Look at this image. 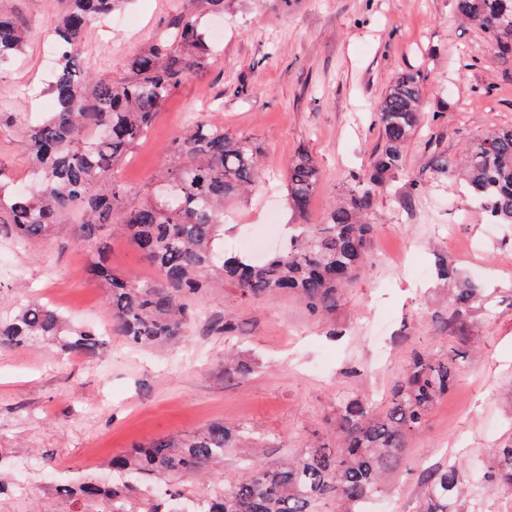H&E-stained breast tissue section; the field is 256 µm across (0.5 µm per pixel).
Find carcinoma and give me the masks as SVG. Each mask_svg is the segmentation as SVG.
Returning a JSON list of instances; mask_svg holds the SVG:
<instances>
[{"label":"carcinoma","mask_w":512,"mask_h":512,"mask_svg":"<svg viewBox=\"0 0 512 512\" xmlns=\"http://www.w3.org/2000/svg\"><path fill=\"white\" fill-rule=\"evenodd\" d=\"M52 26L59 66L48 87L54 108L26 129L30 174L35 183L0 194V224L19 241L41 237L82 215L78 238L90 243L105 226L118 223L128 242L155 267L157 279L118 274L97 260L90 266L110 285L112 332L148 347L182 335L195 311L189 296L218 279L244 297L292 293L317 313L336 307L342 287L370 258L368 242L376 191L403 168L404 150L420 120L418 77H397L377 104L383 147L368 176L348 197L334 203L320 224L305 221L317 190L319 169L306 152L288 161L286 201L296 223L288 243L261 262L224 253V200L245 193L261 178L260 146L224 127L193 120L168 145L162 171L141 197L112 177V168L149 131L157 111L190 75L202 73L214 46L199 29L193 5L166 22L167 40L127 64L119 80L96 78L76 69L85 31L125 0H60ZM457 13L483 31L492 49L512 59V0H455ZM27 30L0 13V71L13 64ZM464 168L472 197L492 224H512V128L489 133L459 157L438 154L432 170L444 175ZM479 281L449 297L458 310L478 302ZM60 343L82 355L99 351L101 334L71 327L37 301L24 304L0 322V348L33 341ZM456 359L414 353L404 379L388 404L376 409L366 399L345 403L336 417V447L317 446L269 466L259 459L230 482L201 496L183 479L224 462L248 428L213 422L184 435L157 437L112 457V484L90 475L62 489L65 512H322L328 499L338 512H361L360 505L381 491L384 479L407 466L405 448L426 422L434 404L451 391ZM490 482L512 490V444L498 449ZM471 477L460 463L426 474L419 512H482L468 495Z\"/></svg>","instance_id":"1"}]
</instances>
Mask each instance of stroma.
Wrapping results in <instances>:
<instances>
[{
  "mask_svg": "<svg viewBox=\"0 0 512 512\" xmlns=\"http://www.w3.org/2000/svg\"><path fill=\"white\" fill-rule=\"evenodd\" d=\"M181 0H131L128 25L89 28L80 66L121 79L129 59L162 37ZM56 0H0V12L24 24L29 39L0 72V189L25 183V128L45 115L48 21ZM201 30L224 24V40L200 74L176 88L147 138L115 175L145 193L185 113L203 117L262 149V176L224 206V243L265 237L263 214L281 222L287 163L310 154L320 171L308 220L367 177L383 145L376 118L393 80L414 72L422 89L420 126L404 165L373 201L371 259L341 292L336 308L312 312L289 294L240 298L230 286L193 299L205 319L184 336L141 349L109 334L93 357L32 343L0 348V476L9 485L0 512H65L62 484L106 474L127 448L222 421L273 437L264 463L296 455L312 442L336 443L334 419L347 400L387 399L414 351L456 356L454 387L432 409L406 450L414 471L396 473L383 491L393 512H417L419 473L444 461L486 472L497 448L512 443V227L483 219L462 176L431 169L435 154L456 156L476 139L512 127V61L457 15L454 0H224L216 12L199 0ZM77 218L20 245L0 224V319L36 301L73 322L108 331L104 283L88 273L94 255L113 271L143 279L154 272L112 225L95 242L78 240ZM450 260L459 280L486 287L482 301L453 312L436 276ZM251 363L245 378L224 372V356ZM39 465L34 486L13 488L20 462Z\"/></svg>",
  "mask_w": 512,
  "mask_h": 512,
  "instance_id": "obj_1",
  "label": "stroma"
}]
</instances>
